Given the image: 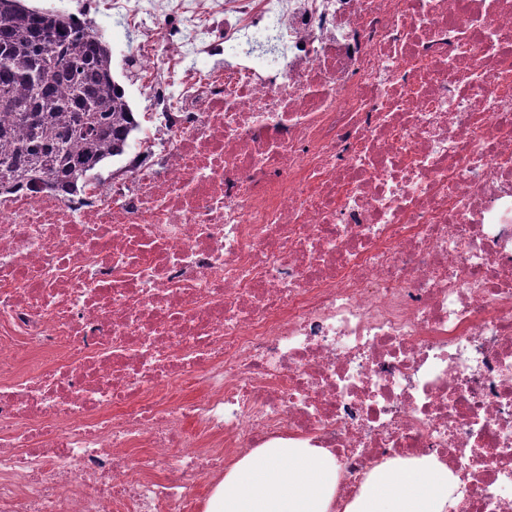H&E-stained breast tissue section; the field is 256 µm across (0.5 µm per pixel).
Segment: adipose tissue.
<instances>
[{"label": "adipose tissue", "instance_id": "adipose-tissue-1", "mask_svg": "<svg viewBox=\"0 0 512 512\" xmlns=\"http://www.w3.org/2000/svg\"><path fill=\"white\" fill-rule=\"evenodd\" d=\"M336 483L327 450L283 440L236 461L205 512H333ZM454 485L435 459L391 461L370 471L346 512H447Z\"/></svg>", "mask_w": 512, "mask_h": 512}]
</instances>
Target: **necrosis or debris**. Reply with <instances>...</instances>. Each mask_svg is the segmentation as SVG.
I'll return each mask as SVG.
<instances>
[{
    "label": "necrosis or debris",
    "instance_id": "4bbe7bcc",
    "mask_svg": "<svg viewBox=\"0 0 512 512\" xmlns=\"http://www.w3.org/2000/svg\"><path fill=\"white\" fill-rule=\"evenodd\" d=\"M112 14L161 131L0 190V512H199L283 438L335 458L334 512L423 457L448 512H512V0Z\"/></svg>",
    "mask_w": 512,
    "mask_h": 512
}]
</instances>
